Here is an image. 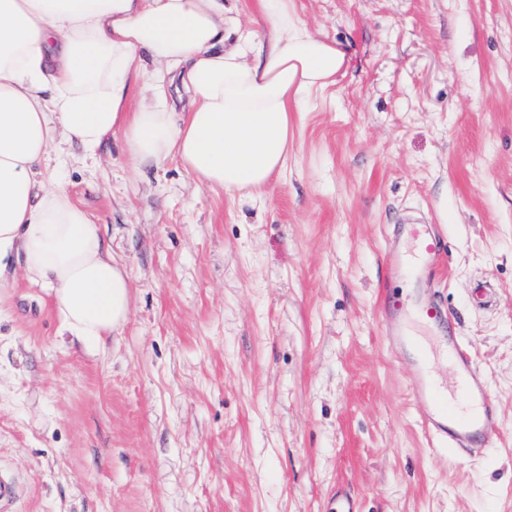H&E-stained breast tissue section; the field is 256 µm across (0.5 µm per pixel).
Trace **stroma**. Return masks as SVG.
I'll return each mask as SVG.
<instances>
[{
    "label": "stroma",
    "mask_w": 512,
    "mask_h": 512,
    "mask_svg": "<svg viewBox=\"0 0 512 512\" xmlns=\"http://www.w3.org/2000/svg\"><path fill=\"white\" fill-rule=\"evenodd\" d=\"M347 66L293 115L264 204L133 167L121 134L65 146L73 200L131 275L87 352L9 267L0 467L16 512H512V0H293ZM446 245L417 283L397 230ZM441 302L497 436L470 456L422 427L379 293Z\"/></svg>",
    "instance_id": "obj_1"
}]
</instances>
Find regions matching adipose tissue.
<instances>
[{
  "label": "adipose tissue",
  "instance_id": "adipose-tissue-1",
  "mask_svg": "<svg viewBox=\"0 0 512 512\" xmlns=\"http://www.w3.org/2000/svg\"><path fill=\"white\" fill-rule=\"evenodd\" d=\"M270 30L227 45L224 0H0V270L20 255L46 287L62 335L104 344L126 323L131 276L46 159L59 141L94 152L123 135L134 166L175 159L200 185L264 198L293 143V115L346 67L292 0H257ZM189 98L178 114L149 65ZM151 101L125 109L132 80Z\"/></svg>",
  "mask_w": 512,
  "mask_h": 512
}]
</instances>
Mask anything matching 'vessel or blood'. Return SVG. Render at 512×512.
Instances as JSON below:
<instances>
[{"label":"vessel or blood","instance_id":"obj_1","mask_svg":"<svg viewBox=\"0 0 512 512\" xmlns=\"http://www.w3.org/2000/svg\"><path fill=\"white\" fill-rule=\"evenodd\" d=\"M407 235L413 244L411 273L430 275L443 250L442 242L423 224L409 225ZM383 324L391 340L408 345L416 355L410 390L428 433L447 441L449 448L457 451L492 445L497 433L492 398L471 355L459 340L449 337L445 347L456 384L450 391L433 378L426 343L423 338L408 333L401 310L387 311ZM19 494L20 488L13 474L0 469V512H13Z\"/></svg>","mask_w":512,"mask_h":512}]
</instances>
